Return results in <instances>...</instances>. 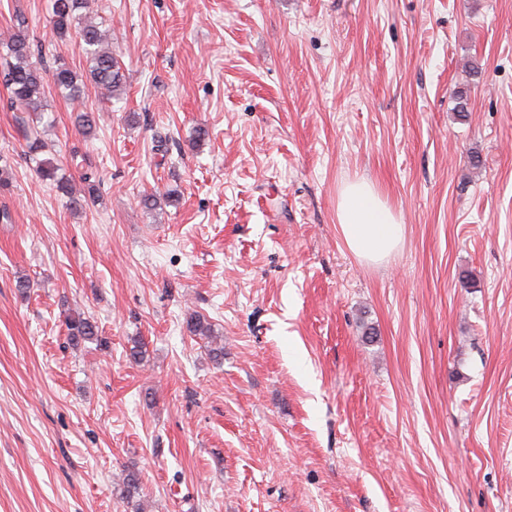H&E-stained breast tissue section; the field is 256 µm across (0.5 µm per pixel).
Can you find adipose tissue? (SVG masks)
<instances>
[{"mask_svg":"<svg viewBox=\"0 0 512 512\" xmlns=\"http://www.w3.org/2000/svg\"><path fill=\"white\" fill-rule=\"evenodd\" d=\"M336 216L347 247L362 260L382 263L402 243V224L368 181L344 184L339 193Z\"/></svg>","mask_w":512,"mask_h":512,"instance_id":"ef3b65f1","label":"adipose tissue"}]
</instances>
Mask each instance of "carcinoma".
<instances>
[{
	"label": "carcinoma",
	"mask_w": 512,
	"mask_h": 512,
	"mask_svg": "<svg viewBox=\"0 0 512 512\" xmlns=\"http://www.w3.org/2000/svg\"><path fill=\"white\" fill-rule=\"evenodd\" d=\"M89 0H53L49 23L55 38L63 41L76 35L84 44L88 68L78 74L61 57L54 58V66L43 70L41 63L33 60L32 41L28 27L19 23L8 41L0 44V83L9 92L7 108L14 112H45L47 82L44 74H50L54 88L72 104L78 105L76 123L83 134L95 129V112L83 104L84 88L90 82L104 90L110 101L123 91V73L119 61L112 56V32L105 24L92 16ZM22 134L26 141L25 159L33 164V171L41 180L53 185L66 195L69 203L81 205L83 199L74 196L69 180L59 174L61 165L55 158H42L46 148L37 126L21 119ZM69 336L74 340H91L97 333L96 325L85 315L69 314L65 317ZM189 332L211 344L214 342L211 327L195 313L186 318Z\"/></svg>",
	"instance_id": "carcinoma-1"
}]
</instances>
